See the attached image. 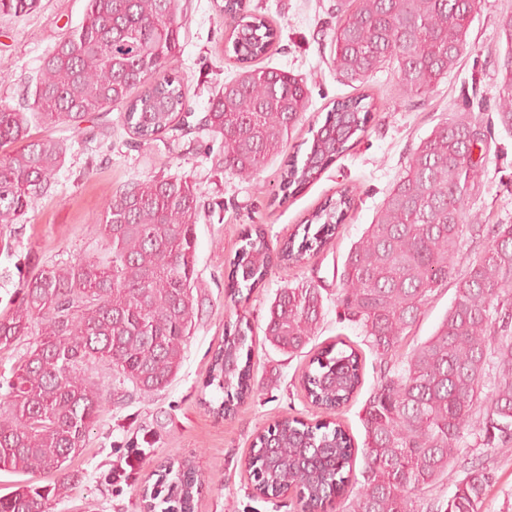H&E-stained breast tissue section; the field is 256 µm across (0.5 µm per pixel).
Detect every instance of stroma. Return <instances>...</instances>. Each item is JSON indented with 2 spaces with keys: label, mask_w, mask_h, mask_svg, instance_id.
<instances>
[{
  "label": "stroma",
  "mask_w": 512,
  "mask_h": 512,
  "mask_svg": "<svg viewBox=\"0 0 512 512\" xmlns=\"http://www.w3.org/2000/svg\"><path fill=\"white\" fill-rule=\"evenodd\" d=\"M336 3H249L281 29V39L264 58V66L300 75L311 90L304 118L288 139L287 155H306L336 98L366 93L379 106L360 142L291 197H283L279 189L281 158L267 161L254 178L242 179L220 167V139L202 132L167 131L139 146L117 109L86 121L78 137L70 136L62 124L33 130L36 139L67 138L68 150L49 195L15 224L13 255L0 254V271L9 270L12 276L11 281H0L1 312L19 298L16 277L32 276L46 265L105 255L106 239L98 218L116 188L147 177L185 174L210 206L195 227L203 312L184 346L177 375L165 391L151 398L141 397L129 383L108 397L82 453L66 467L70 491L52 512H140V489L156 482L159 465L171 457L189 464L202 484L194 498V512H301L297 489L275 500L253 495L245 471L253 438L285 414L311 423L325 420V413L308 400L301 376L313 351L339 338L356 347L362 344L357 325L343 320L336 307L347 252L372 223L413 149L437 124L461 109L462 84L474 78L484 95L495 94L497 57L503 51L497 21L502 13L512 12V0H483L470 26L472 53L424 99L404 104L397 99L390 73H377L364 85L337 76L330 64ZM86 5L87 0H40L35 10L21 16L0 11V104L25 106L43 58L67 27L81 22ZM179 22L178 74L186 88L188 122L193 125L208 111L224 82L236 77L238 67L224 52V17L216 0H180ZM346 186L355 187L356 202L336 238L301 264L273 263L264 286L241 304L252 327L255 396L230 417L207 412L204 401L223 397L205 381L231 316L224 281L244 230L263 225L270 244H278L302 231L312 213ZM476 206L483 223L512 224V135L500 128L488 148ZM306 283L320 289L325 319L307 348L290 356L264 339L268 310L280 289ZM453 296L450 285L435 294L410 331L407 347L433 334ZM363 358V385L340 416L359 444L364 441L363 407L379 375L376 357L367 351ZM481 456L493 476L483 512H512V444L483 448ZM129 460L134 463L130 469L125 466ZM119 468L124 471L121 480L109 481L108 473Z\"/></svg>",
  "instance_id": "obj_1"
}]
</instances>
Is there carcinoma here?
<instances>
[{
    "label": "carcinoma",
    "mask_w": 512,
    "mask_h": 512,
    "mask_svg": "<svg viewBox=\"0 0 512 512\" xmlns=\"http://www.w3.org/2000/svg\"><path fill=\"white\" fill-rule=\"evenodd\" d=\"M38 0H0V9L25 14ZM248 0H222L225 53L242 71L224 84L197 129L221 138L224 170L252 176L280 155L309 102L303 79L256 67L279 38ZM482 0H352L336 5L332 64L348 82L393 71L398 96L430 94L470 53L469 28ZM179 0H87L82 21L68 29L44 59L29 93L28 111L0 104V242L11 250L9 225L22 221L46 195L64 164L63 141L32 139L37 125L81 123L111 107L123 110L133 138L145 143L177 129L186 92L175 74L180 61ZM505 51L493 103L477 82L462 90L464 108L421 139L393 183L373 224L352 244L336 304L361 328L364 345L383 361L365 411L364 469L353 474L357 448L339 422L308 423L284 416L255 437L246 462L261 495L299 490L304 512H324L332 499L353 496L351 512H420L418 493L454 485L445 512H483L491 476L459 464L465 436L488 446L490 432L512 443V224L476 223L482 185L474 146L489 147L495 125L512 132V13L500 16ZM162 68L172 71L157 81ZM376 104L362 94L333 102L303 162L284 161L280 190L297 192L349 151L367 131ZM495 113L492 121L489 113ZM353 204L346 187L311 215L319 225L271 248L255 224L230 262L227 293L258 288L272 258L298 264L324 250ZM205 204L187 177L135 181L107 198L99 219L107 254L95 261L51 266L21 285L20 301L0 315V348L36 337L11 370L8 404L0 411V471L57 477L30 482L0 496V512H50L66 496L59 478L79 454L109 386L90 381L85 367L101 363L112 381L131 382L152 397L177 374L183 346L199 312L193 289L196 234ZM487 242L461 262L467 235ZM453 283L454 296L437 330L407 352L404 342L434 292ZM324 318L315 285L280 290L269 307L265 339L290 355L301 352ZM244 315L224 330L206 386L224 393L206 402L224 417L254 392ZM345 341L316 352L302 376L307 397L337 415L363 382V360ZM280 449L270 462L269 449ZM171 479L173 497L142 496L143 508H191L198 488L183 464ZM160 503H155V500Z\"/></svg>",
    "instance_id": "1"
}]
</instances>
